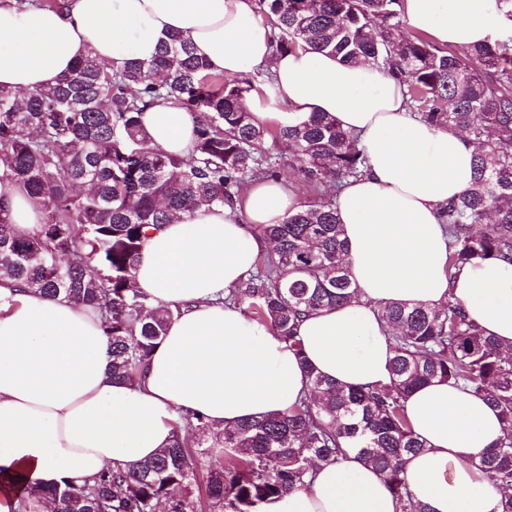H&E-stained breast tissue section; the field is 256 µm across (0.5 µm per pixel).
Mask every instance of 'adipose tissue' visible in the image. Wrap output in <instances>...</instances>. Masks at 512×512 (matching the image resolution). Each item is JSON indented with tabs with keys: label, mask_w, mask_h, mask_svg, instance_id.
Segmentation results:
<instances>
[{
	"label": "adipose tissue",
	"mask_w": 512,
	"mask_h": 512,
	"mask_svg": "<svg viewBox=\"0 0 512 512\" xmlns=\"http://www.w3.org/2000/svg\"><path fill=\"white\" fill-rule=\"evenodd\" d=\"M410 26L442 48L470 49L505 29L496 0H403ZM186 38L210 72L271 68V89L243 107L276 127L320 112L358 134L364 175L337 193L347 272L357 290L344 305L304 316L294 353L265 324L221 299L246 279L267 241L252 227L282 222L300 198L284 180L258 181L241 205L194 209L189 221L151 231L132 286L174 316L135 383L111 374L98 308L50 298L0 278V473L24 482L83 483L104 468L133 466L173 442L179 413L198 412L218 430L288 411L309 373L353 388L389 379L387 303L437 307L454 301L484 335L512 350V264L477 260L448 273L442 211L472 182L476 147L460 132L415 117L407 89L370 62L349 63L301 45L276 50V28L256 0H65L29 8L0 0V87L55 84L91 55L112 70L150 62L171 35ZM197 113L160 102L141 126L152 146L188 156ZM16 233L40 219L25 191L0 182ZM405 416L424 442L408 456L407 487L427 512H500L502 495L477 462L502 438L496 410L463 387L413 390ZM260 512H400L381 474L356 455L322 464L310 488L262 504Z\"/></svg>",
	"instance_id": "1"
}]
</instances>
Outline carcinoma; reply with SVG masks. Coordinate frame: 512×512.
Masks as SVG:
<instances>
[{
	"label": "carcinoma",
	"mask_w": 512,
	"mask_h": 512,
	"mask_svg": "<svg viewBox=\"0 0 512 512\" xmlns=\"http://www.w3.org/2000/svg\"><path fill=\"white\" fill-rule=\"evenodd\" d=\"M257 2L280 30L278 51L304 43L349 62L368 58L406 86L419 119L477 144L471 185L442 214L448 274L477 259L512 263V35L457 53L404 33L402 0ZM252 89L246 77L210 72L177 34L149 63L114 72L88 55L53 85L0 88V182L19 184L42 214L33 234L19 236L0 208V277L98 307L117 379L137 381L173 317L131 286L149 232L202 204L235 205L246 183L279 179L285 155L306 197L281 223L253 227L271 249L227 300L299 354L298 321L355 294L333 197L365 173L363 148L319 113L287 127L256 123L241 106ZM159 101L200 113L186 159L149 146L142 132L141 112ZM380 314L395 329L389 382L346 388L311 371L307 394L288 412L226 428L206 446L195 442L211 431L206 417L181 414L172 445L157 456L110 466L91 484L38 483L19 512H40L45 502L52 512H157L161 504L166 512H259L306 488L317 463L350 451L384 476L401 512H426L404 477L405 458L424 448L404 402L434 381L469 388L498 410L504 436L479 465L493 487L512 489V356L451 301L387 304ZM202 467L204 501L194 488Z\"/></svg>",
	"instance_id": "obj_1"
}]
</instances>
